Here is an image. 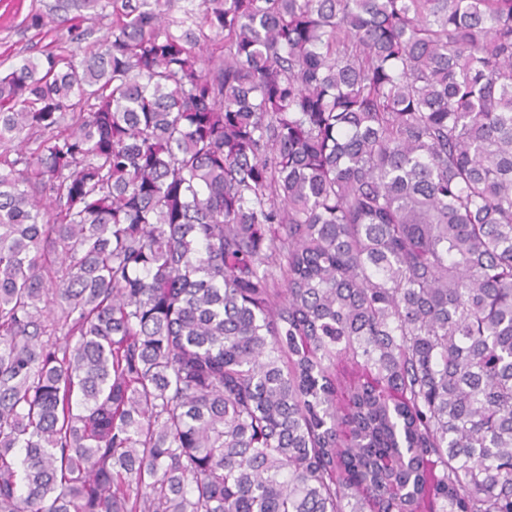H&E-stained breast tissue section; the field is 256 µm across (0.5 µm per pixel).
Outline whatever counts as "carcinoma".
Here are the masks:
<instances>
[{
	"label": "carcinoma",
	"instance_id": "carcinoma-1",
	"mask_svg": "<svg viewBox=\"0 0 512 512\" xmlns=\"http://www.w3.org/2000/svg\"><path fill=\"white\" fill-rule=\"evenodd\" d=\"M107 4L0 73V512H512V0Z\"/></svg>",
	"mask_w": 512,
	"mask_h": 512
}]
</instances>
